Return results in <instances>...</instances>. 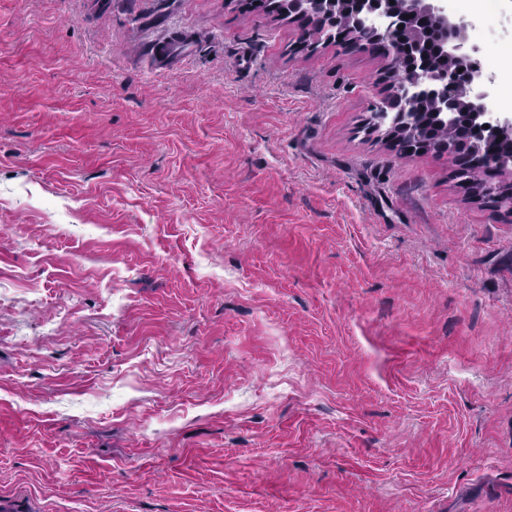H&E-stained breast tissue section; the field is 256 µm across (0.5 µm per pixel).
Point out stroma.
<instances>
[{
	"label": "stroma",
	"mask_w": 512,
	"mask_h": 512,
	"mask_svg": "<svg viewBox=\"0 0 512 512\" xmlns=\"http://www.w3.org/2000/svg\"><path fill=\"white\" fill-rule=\"evenodd\" d=\"M389 70L0 0V512H512V214L368 128Z\"/></svg>",
	"instance_id": "stroma-1"
}]
</instances>
